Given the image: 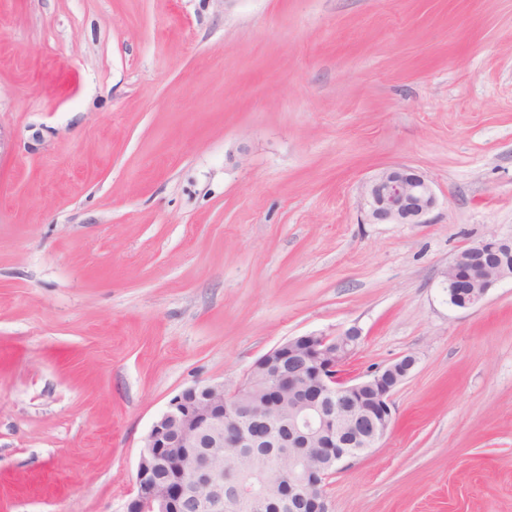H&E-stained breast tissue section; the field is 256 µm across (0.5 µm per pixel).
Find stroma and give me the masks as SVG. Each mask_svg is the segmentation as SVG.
Listing matches in <instances>:
<instances>
[{"mask_svg": "<svg viewBox=\"0 0 512 512\" xmlns=\"http://www.w3.org/2000/svg\"><path fill=\"white\" fill-rule=\"evenodd\" d=\"M423 175L421 224L363 184ZM512 0H0V512H124L194 384L311 333L411 355L331 512H512ZM362 199L372 224H421L437 205L429 181L407 167H387L370 178ZM508 245H511V242L491 235L461 250L449 261L443 272L442 284L444 288H448V299L451 305L459 309L477 307L483 302L492 286L504 279L512 278V266L506 260H500L492 267L485 265L481 269L480 276L470 280L469 288L463 290L454 288L455 284L462 280V276L468 273V268L476 261L474 259L476 256H501Z\"/></svg>", "mask_w": 512, "mask_h": 512, "instance_id": "stroma-1", "label": "stroma"}]
</instances>
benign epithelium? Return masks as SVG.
I'll use <instances>...</instances> for the list:
<instances>
[{
	"label": "benign epithelium",
	"instance_id": "7a95c632",
	"mask_svg": "<svg viewBox=\"0 0 512 512\" xmlns=\"http://www.w3.org/2000/svg\"><path fill=\"white\" fill-rule=\"evenodd\" d=\"M362 199L373 224H422L424 217L437 205L436 194L429 181L407 167H387L370 178L362 189ZM509 242L492 235L458 252L443 272V286L448 288L451 305L459 309L479 306L488 290L496 283L512 278V265L505 260L484 266L480 276L463 290L455 284L468 273L475 257L500 256ZM360 331L351 327L336 336L313 333L295 336L276 346L288 349L303 363L316 369L321 387V400L295 399L288 413V431L306 441L325 438L326 447L336 454L325 463L313 461L314 449L294 458L289 467L288 496L282 503L291 512H329L322 491L323 471L342 468L346 462L370 449L382 439L393 418L392 396L409 375L416 360L410 356L377 368L365 376H348L346 367L360 344ZM240 388L224 394V382L195 385L174 396L153 423L144 439L136 474V494L129 499L125 512H181L182 500L208 501L215 512L224 508V486L186 465L192 472L189 483L181 485L174 497L157 491L149 482L151 470L143 467L146 459L158 466L167 448H178L189 437L211 425L212 410H228L234 420L244 413L257 417L258 412L239 400ZM374 395V408L363 404V393Z\"/></svg>",
	"mask_w": 512,
	"mask_h": 512
}]
</instances>
